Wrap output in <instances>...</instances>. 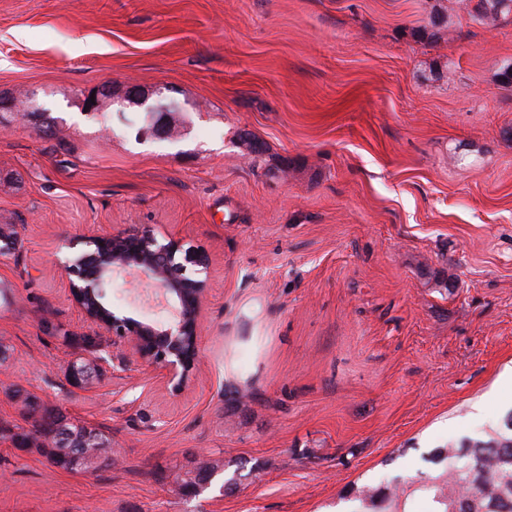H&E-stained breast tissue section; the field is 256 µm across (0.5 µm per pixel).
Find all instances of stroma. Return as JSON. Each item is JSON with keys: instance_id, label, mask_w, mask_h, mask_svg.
Instances as JSON below:
<instances>
[{"instance_id": "1", "label": "stroma", "mask_w": 512, "mask_h": 512, "mask_svg": "<svg viewBox=\"0 0 512 512\" xmlns=\"http://www.w3.org/2000/svg\"><path fill=\"white\" fill-rule=\"evenodd\" d=\"M512 16L465 0H0V428L22 395L116 461L50 466L0 438V512H340L429 471L512 409ZM109 82L163 85L167 140ZM57 122L27 117L29 98ZM259 141L263 152L251 154ZM149 226L206 251L201 366L171 392L110 356L57 264L76 235ZM113 312L172 309L117 277ZM237 485L183 496L203 457ZM467 5L475 2L470 14L486 24H494L503 17L512 15V0H467Z\"/></svg>"}]
</instances>
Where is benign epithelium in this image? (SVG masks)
Listing matches in <instances>:
<instances>
[{"label":"benign epithelium","mask_w":512,"mask_h":512,"mask_svg":"<svg viewBox=\"0 0 512 512\" xmlns=\"http://www.w3.org/2000/svg\"><path fill=\"white\" fill-rule=\"evenodd\" d=\"M164 99V88L148 93L138 85L127 87L112 104L124 109L129 104L150 105V96ZM67 252L58 260L68 278L72 301L96 336H109L124 362L132 356L148 371H157L174 392L183 390L200 363L199 331L208 296V282L195 274L206 269L208 258L198 248H183L174 238L159 240L153 230L134 226L116 234L79 235L65 243ZM129 271L150 280L173 304L174 316L164 324H149L133 317L110 314L101 303L112 278Z\"/></svg>","instance_id":"1"}]
</instances>
